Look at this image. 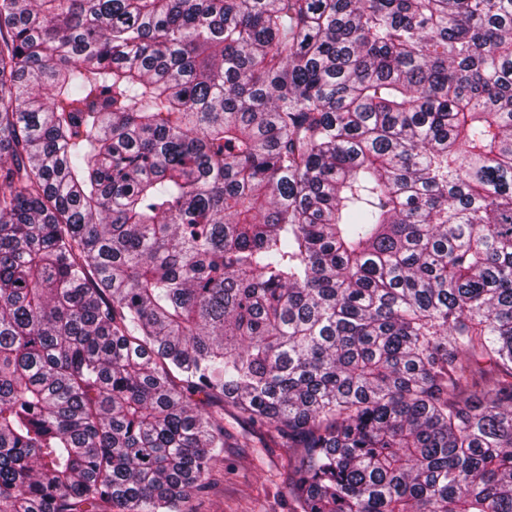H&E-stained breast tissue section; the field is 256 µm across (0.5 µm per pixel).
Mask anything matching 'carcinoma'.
Instances as JSON below:
<instances>
[{
    "label": "carcinoma",
    "mask_w": 512,
    "mask_h": 512,
    "mask_svg": "<svg viewBox=\"0 0 512 512\" xmlns=\"http://www.w3.org/2000/svg\"><path fill=\"white\" fill-rule=\"evenodd\" d=\"M226 413L288 512H512V0H0V512Z\"/></svg>",
    "instance_id": "1"
}]
</instances>
